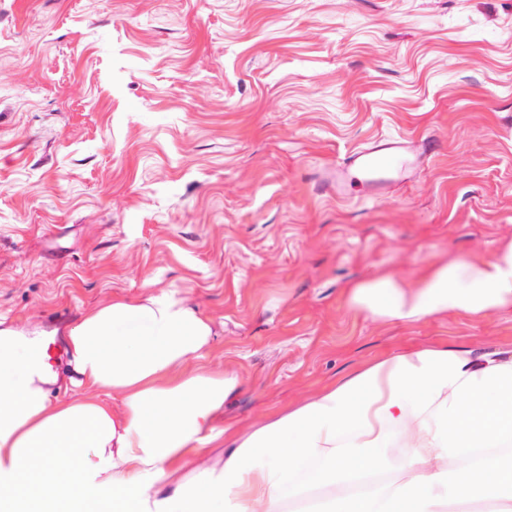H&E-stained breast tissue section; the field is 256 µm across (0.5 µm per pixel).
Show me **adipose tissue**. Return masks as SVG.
<instances>
[{
    "mask_svg": "<svg viewBox=\"0 0 512 512\" xmlns=\"http://www.w3.org/2000/svg\"><path fill=\"white\" fill-rule=\"evenodd\" d=\"M347 304L384 320L512 309V241L485 258L380 274ZM214 322L177 291L115 298L64 331L77 393L39 333L0 328V512H512V352L400 349L234 432L216 425L235 373L192 368ZM216 449L204 463L203 449ZM372 473L384 479L354 493Z\"/></svg>",
    "mask_w": 512,
    "mask_h": 512,
    "instance_id": "ef3b65f1",
    "label": "adipose tissue"
}]
</instances>
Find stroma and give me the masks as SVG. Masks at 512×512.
<instances>
[{
    "instance_id": "obj_1",
    "label": "stroma",
    "mask_w": 512,
    "mask_h": 512,
    "mask_svg": "<svg viewBox=\"0 0 512 512\" xmlns=\"http://www.w3.org/2000/svg\"><path fill=\"white\" fill-rule=\"evenodd\" d=\"M386 135L382 199L313 180ZM512 240V0H0V319L178 290L240 428L408 345L512 349V310L380 321L350 285ZM439 150L436 138L429 135L411 150L402 136L390 135L369 146L344 154L336 166L316 178L319 192L336 196L377 197L396 185L413 179L416 171Z\"/></svg>"
}]
</instances>
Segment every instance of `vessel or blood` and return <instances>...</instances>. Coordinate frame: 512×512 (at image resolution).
<instances>
[{
  "label": "vessel or blood",
  "instance_id": "vessel-or-blood-1",
  "mask_svg": "<svg viewBox=\"0 0 512 512\" xmlns=\"http://www.w3.org/2000/svg\"><path fill=\"white\" fill-rule=\"evenodd\" d=\"M438 149L437 139L431 136L414 149L400 136L376 139L369 146L345 153L335 167L319 174V191L336 196L385 195L394 186L413 179Z\"/></svg>",
  "mask_w": 512,
  "mask_h": 512
}]
</instances>
